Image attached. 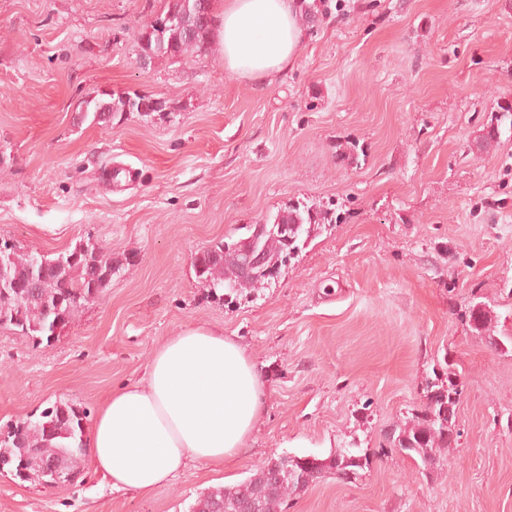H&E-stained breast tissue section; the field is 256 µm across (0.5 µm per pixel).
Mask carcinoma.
I'll use <instances>...</instances> for the list:
<instances>
[{
	"mask_svg": "<svg viewBox=\"0 0 512 512\" xmlns=\"http://www.w3.org/2000/svg\"><path fill=\"white\" fill-rule=\"evenodd\" d=\"M165 2L163 11L140 33L136 43L139 58L145 61L208 51L213 16L198 14V0ZM84 104L85 115L101 121L123 112L150 116L164 110L163 101L145 95L119 96L109 102L91 99ZM506 122L512 128V103L500 106L495 120L484 128L481 142L487 146L496 142L499 128ZM337 220L330 209L290 206L279 211L273 222L288 225V243L269 239L271 257L285 265L314 232ZM237 243L233 238L221 241L196 257L201 265L198 277L214 294L229 281V257ZM115 273L112 255L90 242H79L73 249L44 260L38 253H20L15 245L0 241V310L7 313L0 324L6 322L28 336H44L49 341L79 308L108 287ZM462 317L479 334L487 332L491 323V312L481 303L469 305ZM461 394L460 375L452 370L427 380L421 408L409 422L389 433V447L431 467L435 451L456 443L451 431L457 423ZM82 421L79 409L57 402L36 420L16 422L14 431L0 437V464L16 472L21 481L52 480L47 463L54 464L63 476L72 473L77 455L84 450ZM368 462V453L356 443L325 458L294 456L288 459V469L281 471L280 479L270 480L263 466L233 486L202 493L189 512H238L242 500L256 489L265 493L253 500V512H282L288 498L306 491L319 479L334 475L340 480L348 471L359 476Z\"/></svg>",
	"mask_w": 512,
	"mask_h": 512,
	"instance_id": "cac0c4a2",
	"label": "carcinoma"
}]
</instances>
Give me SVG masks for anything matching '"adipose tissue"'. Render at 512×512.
<instances>
[{"label":"adipose tissue","instance_id":"ef3b65f1","mask_svg":"<svg viewBox=\"0 0 512 512\" xmlns=\"http://www.w3.org/2000/svg\"><path fill=\"white\" fill-rule=\"evenodd\" d=\"M212 10L213 38L228 72L262 84L297 59L305 31L291 0H214ZM264 397L261 377L237 342L191 327L156 351L145 383L113 390L83 443L111 489L145 495L188 462L234 457Z\"/></svg>","mask_w":512,"mask_h":512}]
</instances>
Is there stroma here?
<instances>
[{
    "label": "stroma",
    "instance_id": "stroma-1",
    "mask_svg": "<svg viewBox=\"0 0 512 512\" xmlns=\"http://www.w3.org/2000/svg\"><path fill=\"white\" fill-rule=\"evenodd\" d=\"M164 0H0V240L44 255L85 241L120 269L52 339L0 325V428L59 401L91 427L191 326L240 344L265 379L247 445L151 494L113 491L89 454L49 486L0 474V512H189L282 456L371 451L287 512H512V0H311L292 66L256 86L219 47L142 62ZM162 115L80 117L102 93ZM133 181L110 191L109 174ZM331 208L268 287L212 296L194 259L288 205ZM492 312L489 334L461 320ZM461 375L460 434L431 469L387 450L434 368ZM495 121L491 120L489 126L483 129L484 133L481 136L482 144L487 147L492 143L496 142L500 136L499 128L502 124L509 121V127L512 128V103L507 105H501L498 115L494 118ZM483 305L481 303L470 304L464 314H461L462 319L465 318V322L478 334L487 332L492 320L491 312Z\"/></svg>",
    "mask_w": 512,
    "mask_h": 512
}]
</instances>
